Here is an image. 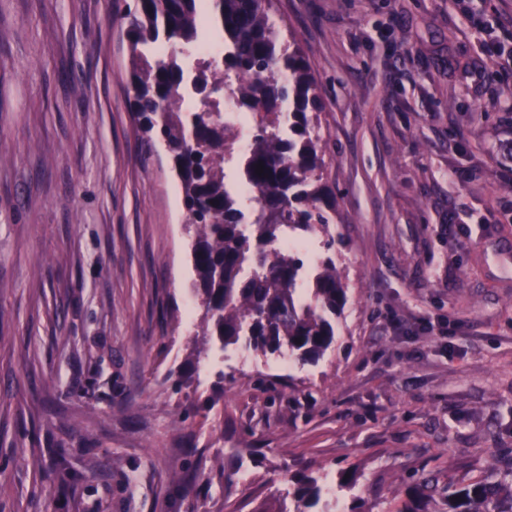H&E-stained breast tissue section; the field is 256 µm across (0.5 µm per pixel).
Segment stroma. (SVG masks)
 <instances>
[{"label":"stroma","mask_w":512,"mask_h":512,"mask_svg":"<svg viewBox=\"0 0 512 512\" xmlns=\"http://www.w3.org/2000/svg\"><path fill=\"white\" fill-rule=\"evenodd\" d=\"M135 0H0V512H386L512 463V0H273L323 94L348 302L317 363L206 349ZM353 490H338L341 472ZM293 476L288 479V492L280 494L275 510L267 512H336V502L322 500L323 487L321 477L303 474L295 479L296 487L291 491L289 485Z\"/></svg>","instance_id":"stroma-1"}]
</instances>
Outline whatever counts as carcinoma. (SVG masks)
<instances>
[{
	"instance_id": "obj_1",
	"label": "carcinoma",
	"mask_w": 512,
	"mask_h": 512,
	"mask_svg": "<svg viewBox=\"0 0 512 512\" xmlns=\"http://www.w3.org/2000/svg\"><path fill=\"white\" fill-rule=\"evenodd\" d=\"M268 0H136L128 37L134 111L162 147L180 181L196 292L204 310L202 338L245 341L264 354L315 362L335 340L331 318L347 301L332 256L336 194L322 147L321 90L294 41L280 38ZM223 33L217 59L199 53L202 5ZM253 124L247 146L224 120V99ZM235 166L252 199L229 190L224 165ZM263 173L257 174V165ZM320 238L319 261H305L281 241ZM262 512H336L322 499L321 478L303 474ZM423 477L389 512H512V467L492 468L451 485L430 508Z\"/></svg>"
}]
</instances>
